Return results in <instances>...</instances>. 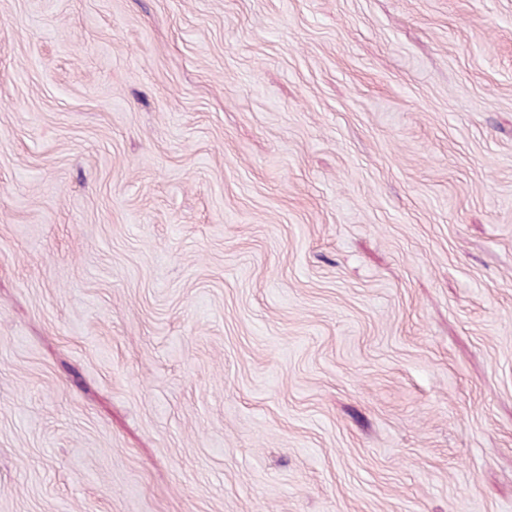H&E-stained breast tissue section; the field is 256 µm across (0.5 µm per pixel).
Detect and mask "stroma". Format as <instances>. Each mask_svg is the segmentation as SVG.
<instances>
[{
	"mask_svg": "<svg viewBox=\"0 0 512 512\" xmlns=\"http://www.w3.org/2000/svg\"><path fill=\"white\" fill-rule=\"evenodd\" d=\"M0 512H512V0H0Z\"/></svg>",
	"mask_w": 512,
	"mask_h": 512,
	"instance_id": "obj_1",
	"label": "stroma"
}]
</instances>
